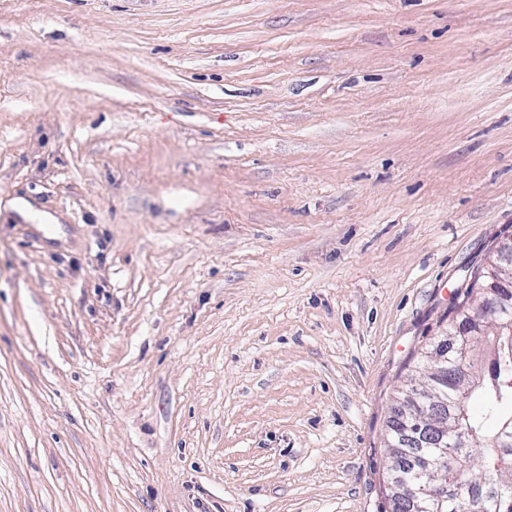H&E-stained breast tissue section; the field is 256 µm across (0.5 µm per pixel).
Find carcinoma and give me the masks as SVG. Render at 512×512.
Masks as SVG:
<instances>
[{
    "mask_svg": "<svg viewBox=\"0 0 512 512\" xmlns=\"http://www.w3.org/2000/svg\"><path fill=\"white\" fill-rule=\"evenodd\" d=\"M490 269L479 264L470 272L448 307V327L413 358L399 397L404 410L387 425L389 459L403 479L386 480V512H401V499L424 484L448 489V499L426 504V512H457L471 498L481 501L484 512H512V468L493 467L497 456H512V435L501 432L504 423H512V332L480 325L471 306ZM442 349L465 363L463 380L451 384L435 373L433 356ZM429 415L438 425L459 424L469 434L471 446L452 449L451 468L433 460L435 449L448 447V436L430 437L416 426V417Z\"/></svg>",
    "mask_w": 512,
    "mask_h": 512,
    "instance_id": "1",
    "label": "carcinoma"
}]
</instances>
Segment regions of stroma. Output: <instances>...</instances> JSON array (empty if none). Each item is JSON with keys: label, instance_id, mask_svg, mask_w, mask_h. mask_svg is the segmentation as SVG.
I'll use <instances>...</instances> for the list:
<instances>
[{"label": "stroma", "instance_id": "stroma-1", "mask_svg": "<svg viewBox=\"0 0 512 512\" xmlns=\"http://www.w3.org/2000/svg\"><path fill=\"white\" fill-rule=\"evenodd\" d=\"M510 237L512 0H0V512H382Z\"/></svg>", "mask_w": 512, "mask_h": 512}]
</instances>
